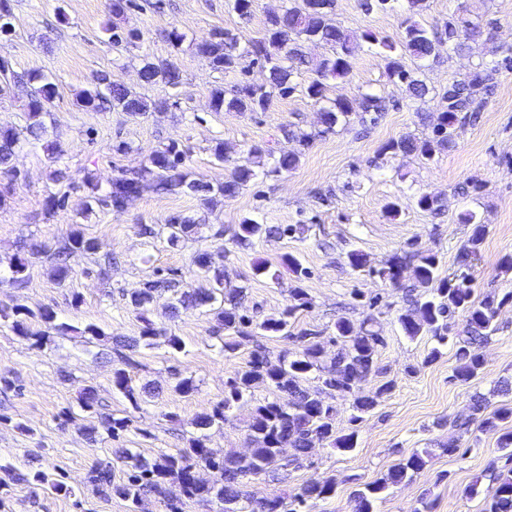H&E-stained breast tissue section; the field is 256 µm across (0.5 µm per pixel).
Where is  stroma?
<instances>
[{"mask_svg": "<svg viewBox=\"0 0 512 512\" xmlns=\"http://www.w3.org/2000/svg\"><path fill=\"white\" fill-rule=\"evenodd\" d=\"M109 4L110 0H9L14 28L0 38V55L17 71L55 79L58 93L52 117L62 133L63 149L59 166L72 189L64 208L45 214L46 198L57 185L44 148L34 143L17 150L14 165L22 179L0 203V278L8 276V261L20 246L48 245L76 228L97 240L101 254L111 255L112 267L101 277L87 256L73 254L70 285L62 288L50 264L40 263L24 287L0 285V303L17 297L31 309L50 308L59 320L80 328L92 324L112 336H135L140 322L127 294L171 270L194 281L191 259L196 250L210 247L209 225L232 226L248 217L266 224L298 225V232L260 239L245 249L225 242L224 273L246 289L242 312L257 322L280 317L288 304L292 274L283 272L275 281L255 275L254 268L263 262L280 270L282 257L293 254L308 271L301 286L313 301L311 309L298 313L296 328L330 330L339 317L358 321L374 315L386 339L377 363L394 388L358 422L352 419L351 399H335L336 428L357 432L355 448L346 452L316 443L302 467L253 480L250 491L259 497L288 499L305 484L332 477L335 495L310 504L306 512H352L353 491L381 477L413 450L428 448L432 455L425 467L411 481L383 492L376 512H413L424 499L433 501V512H484L494 488L491 469L504 470L512 462L489 434L468 442L462 455H448L441 446L455 439L451 422L468 413L473 394L484 395L490 412L504 403L498 385L501 379H512V304L501 309L500 330L482 350L481 374L464 385L451 378V349H443L431 362L427 356L433 340L402 333L396 311L404 304L405 292L376 270L394 253L429 250L440 257L443 274L458 272L456 256L468 232L459 217L471 210L488 228L484 260L472 270L475 293L512 292V271L495 266L499 258L512 254V71L498 74L495 92L478 120L464 125L454 147L439 153L433 163L384 155L380 149L406 135L430 134V120L441 110L438 93L451 76L490 61L495 48L512 47V0H427L423 20L428 25L442 22L461 6L479 22L483 35L471 51L453 57L440 54L418 71L431 90L423 100H410L403 88L388 82L382 55L358 53L348 78L329 81L325 96L355 97L372 91L388 97L387 112L378 123L356 120L316 138L296 169L258 177L237 196L218 195L209 204L183 193L146 195L123 213L96 211L87 216L85 178L107 190L117 168L136 166L151 151L170 143L188 149L186 165L193 178L217 185L230 176L234 161L247 157L252 145L277 152L294 149V142L283 136L285 126L308 132L321 127V104L308 96L305 75L292 95L273 98L261 112H216L210 105L216 86L228 89L262 82L268 72L246 57L236 71L216 73L198 56L197 44L228 30L240 45H247L262 36L267 16L280 11L285 0H254L246 19L228 9L226 0H136L135 8L117 20ZM403 14L400 6L392 12L369 11L363 0H336L334 19L347 30H369L396 41L402 34ZM111 21L137 31V44L113 49L105 31ZM173 26L185 35L181 43H171L165 36ZM146 57L167 59L179 67L183 83L177 91L141 83L139 69ZM105 73L151 100L177 95L180 105L138 119L112 109L78 108L77 94ZM119 140L130 143L132 152L113 153L112 144ZM219 143L227 156L223 163L212 154ZM422 193L440 197L441 213L415 206L414 196ZM394 200L403 208L392 217L386 206ZM176 214L205 220L199 239L172 247L165 238L141 235V225L158 227ZM353 250L366 255L367 269L350 267L347 255ZM75 292L82 297L76 306L71 303ZM153 318L179 336L184 348L176 352L162 343L141 350L139 365L130 375L134 385L151 384L156 395L136 412L134 430L117 442L102 430L89 437L83 428L64 425L61 417L66 409H77L78 391L85 385L96 388L106 412L128 410V401L112 388V361L102 346L65 336L34 347L0 322V414L6 417L0 423V464H11L21 473L46 471L67 487L63 493L37 492L30 484L14 483L0 499V512H127L120 499L91 492L90 467L111 457L118 446L138 449L150 460L185 447L197 416L223 400L227 382L249 360L248 348L225 352L223 337L213 333L216 319L211 314L190 310L171 320L160 301ZM175 370L194 380L192 394L175 391ZM271 395L265 386L255 387L252 402L238 404L223 428L209 431L208 446L215 456L247 452L252 403ZM473 484L479 490L475 496L468 493Z\"/></svg>", "mask_w": 512, "mask_h": 512, "instance_id": "stroma-1", "label": "stroma"}]
</instances>
